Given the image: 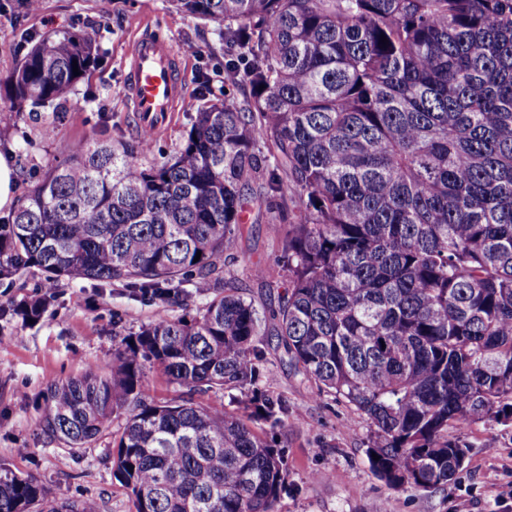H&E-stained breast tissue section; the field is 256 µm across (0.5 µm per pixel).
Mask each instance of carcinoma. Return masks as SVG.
<instances>
[{
	"label": "carcinoma",
	"mask_w": 512,
	"mask_h": 512,
	"mask_svg": "<svg viewBox=\"0 0 512 512\" xmlns=\"http://www.w3.org/2000/svg\"><path fill=\"white\" fill-rule=\"evenodd\" d=\"M171 2L224 41L245 100L197 113L160 162L147 134L80 142L0 224V284L42 275L0 323L42 321L63 281L157 307L109 372L47 387L42 433L82 448L125 416L112 470L135 512H278L274 433L298 410L258 388L271 334L353 408L346 429L366 423L389 489L448 484L467 456L448 428L512 417V0ZM100 58L84 31L40 39L0 78V122L68 101ZM284 197L288 288L261 311L224 287V249L248 203ZM152 369L187 397L151 399ZM226 389L243 414L196 400ZM33 508L99 505L0 472V512Z\"/></svg>",
	"instance_id": "cac0c4a2"
}]
</instances>
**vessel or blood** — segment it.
Here are the masks:
<instances>
[{
  "label": "vessel or blood",
  "instance_id": "1",
  "mask_svg": "<svg viewBox=\"0 0 512 512\" xmlns=\"http://www.w3.org/2000/svg\"><path fill=\"white\" fill-rule=\"evenodd\" d=\"M130 57L128 101L140 128L153 131L183 96L179 54L171 42L145 32L132 43Z\"/></svg>",
  "mask_w": 512,
  "mask_h": 512
}]
</instances>
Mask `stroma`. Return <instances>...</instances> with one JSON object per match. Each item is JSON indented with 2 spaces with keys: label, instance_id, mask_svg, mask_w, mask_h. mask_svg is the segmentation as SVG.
Listing matches in <instances>:
<instances>
[{
  "label": "stroma",
  "instance_id": "obj_1",
  "mask_svg": "<svg viewBox=\"0 0 512 512\" xmlns=\"http://www.w3.org/2000/svg\"><path fill=\"white\" fill-rule=\"evenodd\" d=\"M61 30L94 33L101 47L98 67L91 70L70 100L26 112L0 130V152L22 150L16 167V195L24 197L51 162L64 159L71 147L104 135L136 149L139 124L129 109L127 82L131 41L143 31L174 45L191 41L199 56L181 65L185 96L177 111L155 135L152 158L162 161L182 143L201 106L223 98L224 45L211 26L177 11L169 0H42L35 13L21 11L16 0H0V77L23 58L32 42ZM53 125L47 139L43 128ZM288 221L287 202L274 199L248 205L240 232L224 253V280L238 288L258 309L276 304L288 286L282 267V240ZM260 265L265 280L250 268ZM42 322L30 327L14 321L0 330V471L37 476L50 498L90 499L100 512H132V501L112 472L111 433L82 448L48 440L40 429L48 385L94 367L107 372L121 339L147 324L155 314L150 303L130 299L122 289L92 283L65 284L56 290ZM275 338H266L261 388L287 397L303 410L289 421L288 485L279 512H454L459 497L473 503L472 512H512V419L482 421L464 432L449 430L468 447L463 469L454 482L429 491H393L372 472L366 455V425L347 430L350 408L329 393L294 375L275 353ZM331 469L329 478L317 472Z\"/></svg>",
  "mask_w": 512,
  "mask_h": 512
}]
</instances>
